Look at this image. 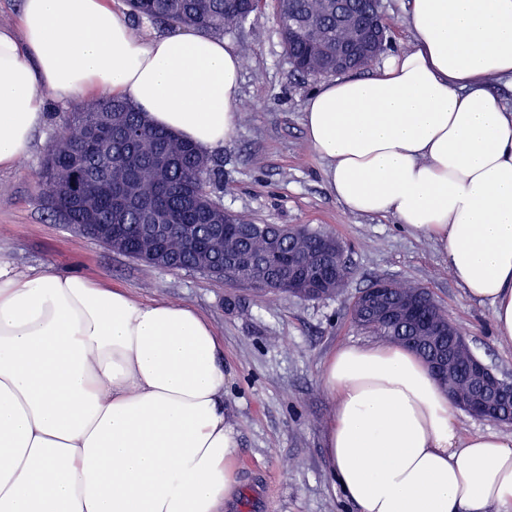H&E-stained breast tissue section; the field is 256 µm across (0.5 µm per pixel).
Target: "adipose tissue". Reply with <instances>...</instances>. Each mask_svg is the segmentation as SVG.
<instances>
[{
    "label": "adipose tissue",
    "instance_id": "1",
    "mask_svg": "<svg viewBox=\"0 0 512 512\" xmlns=\"http://www.w3.org/2000/svg\"><path fill=\"white\" fill-rule=\"evenodd\" d=\"M408 50L325 83L306 138L350 212L438 245L512 346V0H412ZM241 58L191 28L133 36L109 0H22L0 30V168L48 98H130L204 153L238 134ZM331 473L356 512H512V434L460 438L412 350L346 345L324 363ZM224 340L193 306L0 254V512H224L240 490Z\"/></svg>",
    "mask_w": 512,
    "mask_h": 512
}]
</instances>
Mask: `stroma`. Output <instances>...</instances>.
Returning a JSON list of instances; mask_svg holds the SVG:
<instances>
[{
	"label": "stroma",
	"mask_w": 512,
	"mask_h": 512,
	"mask_svg": "<svg viewBox=\"0 0 512 512\" xmlns=\"http://www.w3.org/2000/svg\"><path fill=\"white\" fill-rule=\"evenodd\" d=\"M386 55L406 50L410 0H383ZM249 47L235 107L239 131L214 151L224 176L218 194L228 212L257 224H304L343 241L351 275L338 295L301 300L258 293L200 271H169L133 261L50 217L39 186L41 161L62 113L80 95L49 100L47 121L30 153L0 169V249L14 265L81 274L143 300L194 306L224 338V409L239 432L241 497L232 512H353L324 452L332 412L320 373L337 348L375 341L347 316L351 298L379 277L429 290L473 351L512 376V347L497 343L488 307L470 300L438 247L401 230L393 218L351 213L330 194L325 164L307 142L303 112L321 78L296 72L272 12L223 35Z\"/></svg>",
	"instance_id": "stroma-1"
}]
</instances>
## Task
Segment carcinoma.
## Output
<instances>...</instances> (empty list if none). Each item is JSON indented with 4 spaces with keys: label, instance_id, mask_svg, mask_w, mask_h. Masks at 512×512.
I'll return each mask as SVG.
<instances>
[{
    "label": "carcinoma",
    "instance_id": "1",
    "mask_svg": "<svg viewBox=\"0 0 512 512\" xmlns=\"http://www.w3.org/2000/svg\"><path fill=\"white\" fill-rule=\"evenodd\" d=\"M265 0H126L133 24L139 30L143 21L168 28H193L218 34L258 18ZM276 23L287 56L304 68L297 72L317 76L312 67L311 48L336 44V4L329 0H301L304 13L314 26V45L301 35L288 40V0H275ZM343 10L352 17L372 13V0H343ZM223 177L219 165L198 151L189 141L149 125L135 105L126 99L99 98L62 116V134L54 140L43 159L40 186L52 215L72 226L79 234L137 262L168 270H194L218 276L224 272V259L249 254L256 259L267 255L271 244L278 245L270 274L273 290L304 299L309 285L296 281L323 282L318 298L342 291L348 267L341 259L325 268L316 266L306 255L315 239L337 242L327 234L304 228L290 235L276 224L253 231L254 223L224 211L214 195ZM125 183L130 203L113 209L106 188ZM146 199L163 209L171 230L157 247L147 243L144 217L138 201ZM92 224L116 225L120 242L100 236ZM224 226L222 239L213 235L214 225ZM358 328L384 339L403 344L430 362L446 343L442 336H426L420 327L404 320L390 323L372 321L363 309L349 310ZM473 351L456 350L450 360L451 382L459 390L470 385Z\"/></svg>",
    "mask_w": 512,
    "mask_h": 512
}]
</instances>
